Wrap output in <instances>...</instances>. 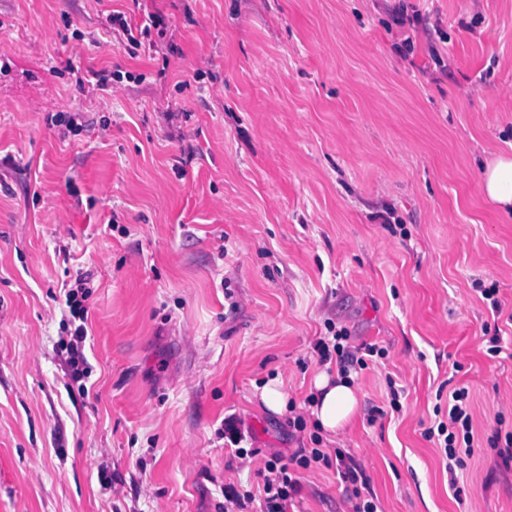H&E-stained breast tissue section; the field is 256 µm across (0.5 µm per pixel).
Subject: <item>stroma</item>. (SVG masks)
<instances>
[{
  "instance_id": "35a3bbf8",
  "label": "stroma",
  "mask_w": 512,
  "mask_h": 512,
  "mask_svg": "<svg viewBox=\"0 0 512 512\" xmlns=\"http://www.w3.org/2000/svg\"><path fill=\"white\" fill-rule=\"evenodd\" d=\"M145 3L167 35L133 57L105 27L133 0H0V512H259L274 458L301 478L287 512H353L335 466H299L315 447L353 458L377 512H512L491 445L512 432V220L477 189L512 151V0ZM71 63L138 79L86 97ZM75 109L80 135L47 125ZM80 273L81 387L60 293ZM333 327L387 354L353 372L352 426L301 431ZM276 376L281 414L257 396ZM461 387L476 435L452 471L426 432Z\"/></svg>"
}]
</instances>
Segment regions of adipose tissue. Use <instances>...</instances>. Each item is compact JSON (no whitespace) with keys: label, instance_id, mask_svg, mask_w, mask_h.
<instances>
[{"label":"adipose tissue","instance_id":"ef3b65f1","mask_svg":"<svg viewBox=\"0 0 512 512\" xmlns=\"http://www.w3.org/2000/svg\"><path fill=\"white\" fill-rule=\"evenodd\" d=\"M481 195L502 214H512V155L487 161L477 182ZM315 397L311 414L325 432L338 433L351 424L359 412L358 393L352 380L326 371L314 378Z\"/></svg>","mask_w":512,"mask_h":512}]
</instances>
